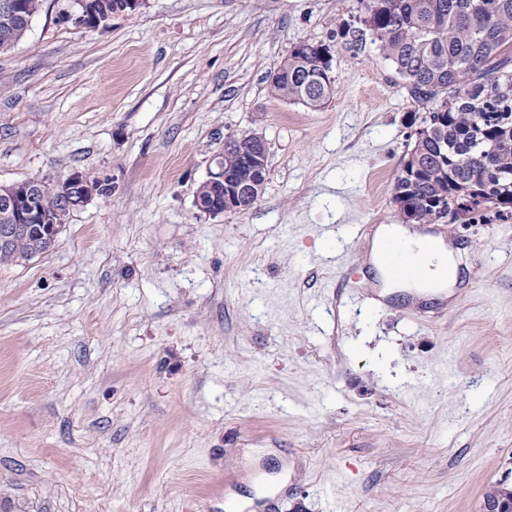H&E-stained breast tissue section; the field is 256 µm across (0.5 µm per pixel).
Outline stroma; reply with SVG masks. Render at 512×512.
<instances>
[{"instance_id": "obj_1", "label": "stroma", "mask_w": 512, "mask_h": 512, "mask_svg": "<svg viewBox=\"0 0 512 512\" xmlns=\"http://www.w3.org/2000/svg\"><path fill=\"white\" fill-rule=\"evenodd\" d=\"M44 0L0 53V185L109 180L0 265V512H482L512 484V215L444 229L449 304L351 302L418 111L375 45L321 109L274 96L357 0H146L104 28ZM267 147L257 203L194 205ZM86 178L92 183V185L87 182L84 174L80 171H73L65 179L60 181V183H68L81 190L82 199L79 201V204L81 205L88 203L95 194L98 193L103 195L107 194V192L111 190L108 184H102V182L96 178L90 179L89 176H86ZM94 187L96 188L97 193Z\"/></svg>"}]
</instances>
